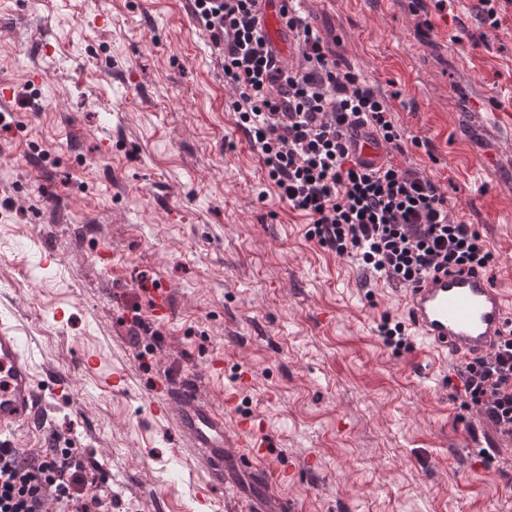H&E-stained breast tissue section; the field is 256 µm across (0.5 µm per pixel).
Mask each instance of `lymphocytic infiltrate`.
Returning a JSON list of instances; mask_svg holds the SVG:
<instances>
[{"mask_svg": "<svg viewBox=\"0 0 512 512\" xmlns=\"http://www.w3.org/2000/svg\"><path fill=\"white\" fill-rule=\"evenodd\" d=\"M288 32L302 62L276 55L262 33L259 0H224V30L235 50L224 57L231 108L278 191L310 220V238L354 258L366 281L409 286L433 273L488 271L495 264L474 225L450 216L438 185L393 161L360 169L346 134L366 126L386 144L401 134L386 97L359 73L342 70L304 14ZM461 407L500 436L512 437V329L482 356H460ZM112 512L74 448H1L0 512Z\"/></svg>", "mask_w": 512, "mask_h": 512, "instance_id": "lymphocytic-infiltrate-1", "label": "lymphocytic infiltrate"}]
</instances>
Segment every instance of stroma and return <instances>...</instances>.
<instances>
[{"mask_svg": "<svg viewBox=\"0 0 512 512\" xmlns=\"http://www.w3.org/2000/svg\"><path fill=\"white\" fill-rule=\"evenodd\" d=\"M476 3L303 10L387 95L395 161L478 227L494 284L512 294V133L489 115L512 97V0H498L494 27ZM1 81L15 98L0 120V316L42 386L71 389L15 447L59 435L102 477L112 512H238L176 414L150 411L186 382L219 411L237 393L239 412L267 422L270 456L302 472L288 489L297 512H512V468L470 448L479 418H459L451 359L424 355L418 337L398 357L383 345L382 317L405 318L403 289L365 284L353 258L309 239L179 0H0ZM162 285L164 340L133 346L132 309ZM215 356L220 378L206 371ZM113 370L122 389L100 384Z\"/></svg>", "mask_w": 512, "mask_h": 512, "instance_id": "1", "label": "stroma"}]
</instances>
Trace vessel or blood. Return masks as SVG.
Returning <instances> with one entry per match:
<instances>
[{
    "label": "vessel or blood",
    "mask_w": 512,
    "mask_h": 512,
    "mask_svg": "<svg viewBox=\"0 0 512 512\" xmlns=\"http://www.w3.org/2000/svg\"><path fill=\"white\" fill-rule=\"evenodd\" d=\"M291 0H262V31L272 50L287 56L291 49L284 9ZM356 159L366 167L380 166L388 146L364 128L351 136ZM407 324L439 356H479L504 335L512 315L502 290L481 272L437 273L404 290ZM0 447L12 445L13 434L32 429L47 416V394H65L68 383H55L44 390L17 329L0 319ZM236 403L235 394L224 396L223 410L201 402L194 391L178 387L173 400L152 405L151 412L164 416L176 412L181 430L199 448L210 469L244 503L247 512H294L293 501L277 497L273 486L292 480V471L268 461L264 421L240 417L227 427L224 413Z\"/></svg>",
    "instance_id": "obj_1"
}]
</instances>
